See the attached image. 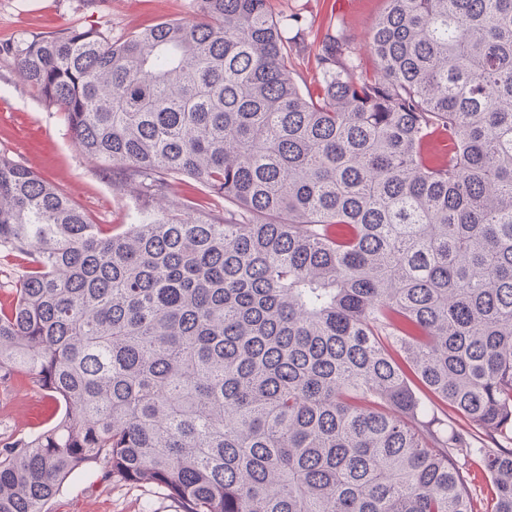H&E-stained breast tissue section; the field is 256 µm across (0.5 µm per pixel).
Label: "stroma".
Masks as SVG:
<instances>
[{"label": "stroma", "mask_w": 512, "mask_h": 512, "mask_svg": "<svg viewBox=\"0 0 512 512\" xmlns=\"http://www.w3.org/2000/svg\"><path fill=\"white\" fill-rule=\"evenodd\" d=\"M275 14L294 18L289 33H301L294 57L295 78H311L307 65L315 40L330 17L343 21L372 67L365 48L370 28L385 0H268ZM196 0H0V45L57 36L70 28L91 29L120 42L131 33L164 21H188ZM0 152L8 154L61 189L92 223L120 231L137 203L119 189L111 174L75 147L64 112L50 106L16 73L11 55L0 52ZM27 374L14 371L0 379V442L26 435L54 410ZM102 465L66 482L48 504L49 512H180L164 489L134 486L105 478Z\"/></svg>", "instance_id": "35a3bbf8"}]
</instances>
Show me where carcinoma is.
Wrapping results in <instances>:
<instances>
[{"instance_id":"1","label":"carcinoma","mask_w":512,"mask_h":512,"mask_svg":"<svg viewBox=\"0 0 512 512\" xmlns=\"http://www.w3.org/2000/svg\"><path fill=\"white\" fill-rule=\"evenodd\" d=\"M288 17L198 0L7 47L143 201L112 233L0 153V371L64 407L0 512L103 463L181 512H512V0H386L292 77ZM199 184L209 206L180 192ZM465 471L469 474L472 480V488L476 492L478 501L481 499L483 507L479 510L489 509L490 500L493 494L492 486L489 479L486 477L482 463L478 457L467 458Z\"/></svg>"}]
</instances>
